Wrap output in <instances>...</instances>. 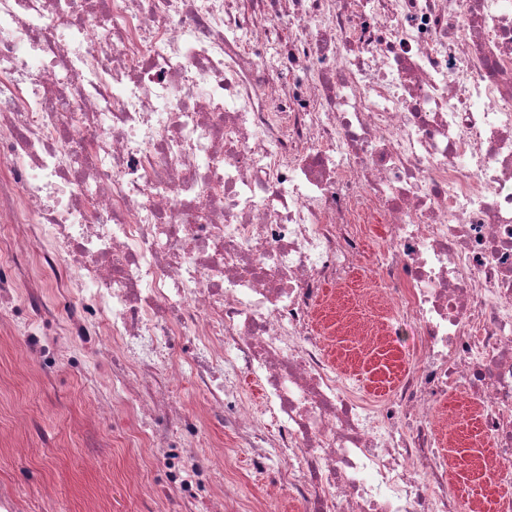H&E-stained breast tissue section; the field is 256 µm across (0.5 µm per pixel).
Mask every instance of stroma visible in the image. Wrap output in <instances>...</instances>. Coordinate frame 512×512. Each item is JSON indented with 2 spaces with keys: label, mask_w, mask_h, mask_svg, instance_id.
Instances as JSON below:
<instances>
[{
  "label": "stroma",
  "mask_w": 512,
  "mask_h": 512,
  "mask_svg": "<svg viewBox=\"0 0 512 512\" xmlns=\"http://www.w3.org/2000/svg\"><path fill=\"white\" fill-rule=\"evenodd\" d=\"M378 287L369 269L358 270L346 287L329 289L317 317L318 328L327 338L330 361L370 390L383 374L376 368L377 350L362 344L361 338L369 327L392 322L394 315L389 306H363L364 295ZM22 348L20 330L0 332V492L11 493L25 510L50 485L54 488L51 512H170L168 504L146 503L123 480L124 469L135 461L143 466L149 481H165L163 465L153 460L149 450H141L137 460L129 458L132 437L144 426L142 417L121 413L101 424L99 431L108 439V447L101 449L95 468L80 462L86 430L84 406L111 391L93 352L84 353L80 367L61 364L48 369L37 355H22ZM449 401L457 409L455 422L461 439L452 451L459 469L453 477L455 489L462 497L483 494L484 512H494L498 476L476 466L477 460L490 456L491 446L480 435L464 395H450ZM21 413L37 420L36 432L25 435L13 430L11 423ZM204 430L223 444L224 475L236 488L230 512H302L288 498L270 497L272 473H255L249 449L235 447L231 433L211 424ZM19 446L31 449V457L16 459L12 450ZM103 483L112 486L106 503L95 496Z\"/></svg>",
  "instance_id": "1"
}]
</instances>
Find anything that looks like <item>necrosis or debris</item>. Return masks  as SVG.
<instances>
[{
  "label": "necrosis or debris",
  "mask_w": 512,
  "mask_h": 512,
  "mask_svg": "<svg viewBox=\"0 0 512 512\" xmlns=\"http://www.w3.org/2000/svg\"><path fill=\"white\" fill-rule=\"evenodd\" d=\"M0 314L46 367L91 350L195 512L220 420L303 512H461L437 413L463 393L512 473V0H0ZM382 224L381 303L418 345L385 398L317 312ZM254 379L264 402L242 387ZM202 397L177 401L183 383Z\"/></svg>",
  "instance_id": "1"
}]
</instances>
